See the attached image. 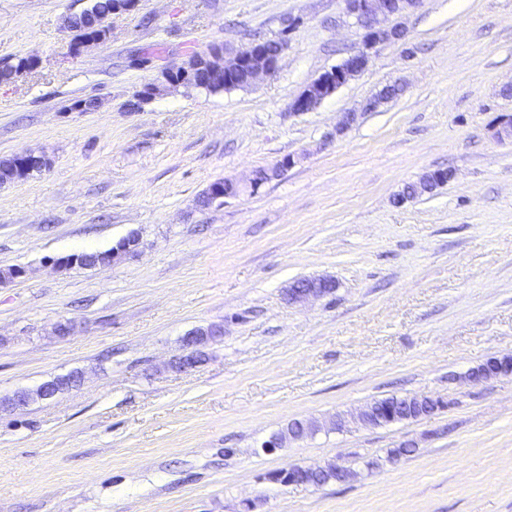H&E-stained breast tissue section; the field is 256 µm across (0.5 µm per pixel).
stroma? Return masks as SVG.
<instances>
[{
    "instance_id": "obj_1",
    "label": "stroma",
    "mask_w": 512,
    "mask_h": 512,
    "mask_svg": "<svg viewBox=\"0 0 512 512\" xmlns=\"http://www.w3.org/2000/svg\"><path fill=\"white\" fill-rule=\"evenodd\" d=\"M87 3L0 0V66L39 61L0 84V158L50 159L0 187V269L27 270L0 286V512H512V378H468L512 354V0H421L405 41L303 113L292 101L362 45L342 0H138L75 55L64 21ZM283 34L254 86L136 101L211 44ZM288 156L258 190L199 206ZM435 169L447 185L397 202ZM131 234L138 253L111 266L53 264ZM318 276L331 293L288 302ZM211 324L223 336L172 369ZM72 371L78 388L5 406ZM426 394L450 408L262 449L293 420ZM330 460L355 477L276 479Z\"/></svg>"
}]
</instances>
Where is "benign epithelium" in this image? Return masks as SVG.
<instances>
[{"mask_svg": "<svg viewBox=\"0 0 512 512\" xmlns=\"http://www.w3.org/2000/svg\"><path fill=\"white\" fill-rule=\"evenodd\" d=\"M344 14L355 20L356 24L364 30L362 47L351 54L342 63L331 67L321 73L311 82L302 93L293 101L291 109L297 113L311 112L316 109L323 100L334 94L344 86L357 73L362 71L369 60V51L377 44L386 41L401 40L404 31L397 26H387L385 22L389 18L400 15L408 9L416 6L418 0H343ZM282 52L271 53L264 44L259 41L250 43L240 50H230L222 44L212 45L204 54L194 55L189 61L176 68H170L165 73V80L169 86L184 89L202 88L206 83V75H221L224 77V86L231 87L238 76L243 75L248 80V85L255 84L262 77L272 74L277 66ZM446 171L428 172L418 183L413 184L416 191H421L432 185H439L448 180ZM262 185L257 177H252L246 183H240L230 179H224L212 183L205 191L206 197L213 204L222 205L228 199L238 196L245 188L255 191ZM138 238L130 235L120 240L112 247V262H117L125 255L135 251ZM323 287L297 288L292 292L291 300L301 301L310 297H321L329 292L332 282L320 278ZM512 376V361L499 366L494 371H488L483 364L472 369L469 379L474 382L484 380L509 378ZM415 406L427 409L431 415L436 410L444 409L447 401L429 395H420L413 399ZM393 422L389 415H382L375 409L364 405L348 413H339L332 420V428L342 430L350 424L366 426H382ZM302 437L297 429L289 427L273 434L269 440L262 444L266 452H273L290 440H299Z\"/></svg>", "mask_w": 512, "mask_h": 512, "instance_id": "7a95c632", "label": "benign epithelium"}]
</instances>
